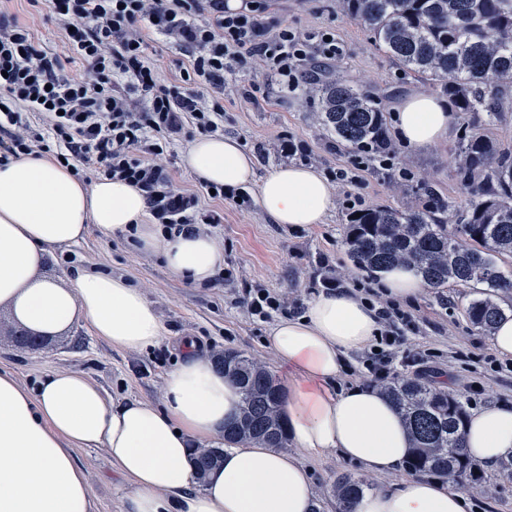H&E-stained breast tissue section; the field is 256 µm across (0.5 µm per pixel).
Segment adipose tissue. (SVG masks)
Masks as SVG:
<instances>
[{
    "mask_svg": "<svg viewBox=\"0 0 512 512\" xmlns=\"http://www.w3.org/2000/svg\"><path fill=\"white\" fill-rule=\"evenodd\" d=\"M395 118L404 140L427 149L452 120L438 98L417 91ZM186 165L205 182L237 189L259 185L262 211L279 224L323 223L331 188L318 171L288 165L257 177L253 156L230 137H202ZM143 193L126 182L85 183L49 158L0 166V305L36 332L58 334L86 323L125 350L162 341L166 329L143 291L120 275L75 273L66 283L42 274L50 247L75 245L89 228L124 233L160 252L170 273L208 285L224 265V250L205 234L164 236L148 223ZM379 329L374 310L347 288L325 290L297 318L268 331L266 343L285 366L283 416L293 451L255 443L226 448L223 463L197 480L190 455L224 435L240 394L196 343L164 379L163 404L111 403L78 372H52L31 387L0 370V512H93L77 448H105L129 489L122 512H311L315 487L295 450L337 452L389 485L356 500L353 512H467L464 493L441 481L407 477L405 424L380 390L355 385L334 391L343 358L368 347ZM465 447L493 464L512 456V408L486 407L468 418Z\"/></svg>",
    "mask_w": 512,
    "mask_h": 512,
    "instance_id": "1",
    "label": "adipose tissue"
}]
</instances>
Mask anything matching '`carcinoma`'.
<instances>
[{"label":"carcinoma","mask_w":512,"mask_h":512,"mask_svg":"<svg viewBox=\"0 0 512 512\" xmlns=\"http://www.w3.org/2000/svg\"><path fill=\"white\" fill-rule=\"evenodd\" d=\"M338 6L369 31L387 57L424 80L441 83L457 111L484 112L487 122L496 120L500 95L512 87V0H338ZM313 92L319 121L337 141L377 154L388 148L383 109L373 96L341 80ZM456 175L471 195L462 213H448V201L441 197L431 207L366 209L359 218H348L344 246L354 267L371 276L404 265L433 290L450 282L482 286L484 292L466 314L475 328L490 334L504 315L494 297L512 292V274L493 260L495 254H512V156L498 152L483 134L467 135ZM452 217L456 227L450 230ZM212 363L233 377L241 393L240 415L225 426L224 444L285 447V395L276 377L234 352L218 354ZM381 390L409 430V471L445 477L465 490H485L483 473L463 447L467 411L458 394L420 377H401ZM223 458L220 447L194 450L197 480L203 481ZM366 488L359 479L339 477L334 486L339 507L349 512Z\"/></svg>","instance_id":"1"}]
</instances>
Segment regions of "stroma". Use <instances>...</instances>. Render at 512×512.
Here are the masks:
<instances>
[{"label": "stroma", "instance_id": "stroma-1", "mask_svg": "<svg viewBox=\"0 0 512 512\" xmlns=\"http://www.w3.org/2000/svg\"><path fill=\"white\" fill-rule=\"evenodd\" d=\"M261 19L271 28L290 25L335 32L343 56L339 61L322 63V80L341 79L371 91L383 108L389 137L397 141L398 151L392 166L368 171L356 186L365 207H414L424 202L422 187L429 183L452 208L464 209L468 195L456 176L455 163L465 135L485 133L501 151L512 153V108L490 125L485 122V113H454L446 137L430 149L415 150L400 143L394 120L396 103L415 91L438 96L442 90L385 56L366 29L337 7L336 0H278ZM256 85L266 99L252 104L246 96ZM318 110L319 102L307 88L282 91L251 66H240L224 75V133L255 155L258 176L288 162L311 166L324 174L352 166L354 150L324 130ZM288 140L304 144V152L289 159L271 155L274 145ZM404 169L410 171L409 179L401 178ZM332 191V205L324 222L314 225L274 223L261 210L254 183L243 188L247 202L242 206L230 199L202 198V205L220 216L212 234L224 249V267L231 274L229 281L216 288H197L176 278L159 254L139 250L120 233L107 235L93 228L79 244L51 248L44 275L62 280L80 270L125 276L141 288L167 335L152 348L129 351L112 346L79 325L52 335L44 347L28 348L15 342L11 334L15 322L1 306L0 367L9 369L25 387L50 372H79L100 387L107 400L134 398L156 405L162 402L164 377L177 364L180 342L187 336L196 338L208 354L234 351L278 371L279 362L264 343L270 324L248 315L239 302L242 289L269 288L304 306L320 291L319 275L326 262L365 287L377 283L375 277L352 267L343 245L349 214L344 189L336 183ZM478 294L472 286L452 284L439 291L425 290L400 303L419 321L418 328L403 330L406 351H430L426 379L435 384L449 383L470 411L494 403L512 406V368L493 366L495 352L490 336L476 329L466 315ZM475 384L480 385V393L472 392ZM74 457L92 489L94 512H121L125 482L105 449L80 448ZM300 458L314 480L317 512H338L333 492L336 480L342 475L361 476L358 467L335 453L313 456L304 452ZM482 471L488 490L469 493L468 512H512V478L505 477L497 464L483 466ZM364 479L372 488L381 483L376 476Z\"/></svg>", "mask_w": 512, "mask_h": 512}]
</instances>
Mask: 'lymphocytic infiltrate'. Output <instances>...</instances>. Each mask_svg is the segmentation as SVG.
Segmentation results:
<instances>
[{
    "label": "lymphocytic infiltrate",
    "mask_w": 512,
    "mask_h": 512,
    "mask_svg": "<svg viewBox=\"0 0 512 512\" xmlns=\"http://www.w3.org/2000/svg\"><path fill=\"white\" fill-rule=\"evenodd\" d=\"M25 17L0 0V165L22 157L62 160L73 175L84 171L119 179L142 191L164 235L202 232L213 223L195 192H179L161 162L174 141L224 133V74L253 61L281 88L295 91L313 59L342 54L327 30L269 29L260 0L232 12L224 0H29ZM54 21L79 73L63 75L57 57L34 32ZM179 50L180 84L158 85L147 34ZM382 325L363 361L373 384L396 377L392 355L411 317L395 301L367 293ZM248 314L268 320L299 312L298 304L268 288H246Z\"/></svg>",
    "instance_id": "1"
}]
</instances>
